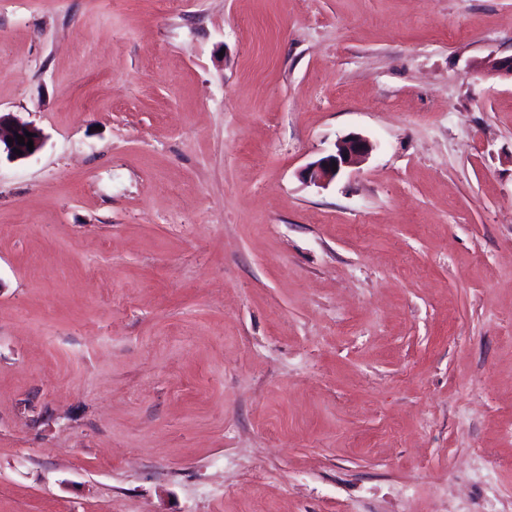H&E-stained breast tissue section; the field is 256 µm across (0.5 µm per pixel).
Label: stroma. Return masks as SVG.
Here are the masks:
<instances>
[{"mask_svg":"<svg viewBox=\"0 0 512 512\" xmlns=\"http://www.w3.org/2000/svg\"><path fill=\"white\" fill-rule=\"evenodd\" d=\"M510 56L512 0H0V512H512ZM26 132L34 133V136L27 137ZM17 135L24 138V144H18ZM8 138H12V142H8ZM28 139L33 140V151H29L27 147ZM44 138L40 130L37 128L21 122L11 113L0 112V156L5 152L11 160H21L28 158L38 152L43 146ZM14 149L22 151V154L17 155ZM373 150L372 144L361 135L348 134L336 141L335 150L309 163L303 172L307 184L326 187L345 169L364 162ZM332 162L336 170H332Z\"/></svg>","mask_w":512,"mask_h":512,"instance_id":"1","label":"stroma"}]
</instances>
